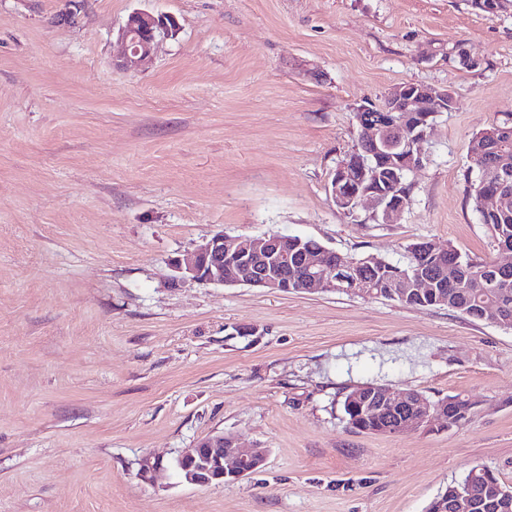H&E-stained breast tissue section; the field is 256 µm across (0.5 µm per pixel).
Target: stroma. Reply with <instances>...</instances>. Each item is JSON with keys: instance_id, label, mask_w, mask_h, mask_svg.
Here are the masks:
<instances>
[{"instance_id": "35a3bbf8", "label": "stroma", "mask_w": 512, "mask_h": 512, "mask_svg": "<svg viewBox=\"0 0 512 512\" xmlns=\"http://www.w3.org/2000/svg\"><path fill=\"white\" fill-rule=\"evenodd\" d=\"M172 18L138 69L118 30ZM73 12L71 21L61 16ZM452 93L388 224L336 207L354 113ZM512 113V7L470 0H0V512H425L476 464L512 486V328L328 291L173 283L216 232L340 256L406 245L502 262L465 190ZM240 325L253 336L234 335ZM462 395L466 421L350 428L354 387ZM212 434L266 448L242 480L172 469ZM161 462L153 478L143 460Z\"/></svg>"}]
</instances>
